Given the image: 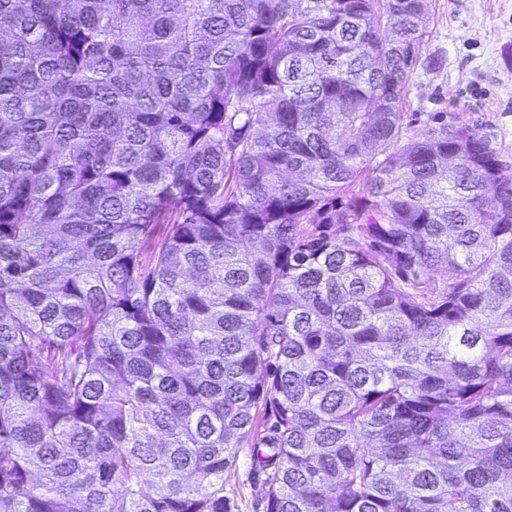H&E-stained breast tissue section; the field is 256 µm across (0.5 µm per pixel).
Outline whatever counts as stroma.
Instances as JSON below:
<instances>
[{
  "mask_svg": "<svg viewBox=\"0 0 512 512\" xmlns=\"http://www.w3.org/2000/svg\"><path fill=\"white\" fill-rule=\"evenodd\" d=\"M420 59L403 92L406 136L430 119L464 121L512 164V0H428ZM248 450L224 476L232 512H265Z\"/></svg>",
  "mask_w": 512,
  "mask_h": 512,
  "instance_id": "obj_1",
  "label": "stroma"
}]
</instances>
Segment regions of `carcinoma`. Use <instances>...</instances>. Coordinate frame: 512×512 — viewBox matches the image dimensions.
I'll use <instances>...</instances> for the list:
<instances>
[{
	"label": "carcinoma",
	"instance_id": "carcinoma-1",
	"mask_svg": "<svg viewBox=\"0 0 512 512\" xmlns=\"http://www.w3.org/2000/svg\"><path fill=\"white\" fill-rule=\"evenodd\" d=\"M426 0H0V512H512V176L403 139ZM249 450L243 448L235 470L224 474V495L231 500V512H265L261 502L263 490L250 476Z\"/></svg>",
	"mask_w": 512,
	"mask_h": 512
}]
</instances>
